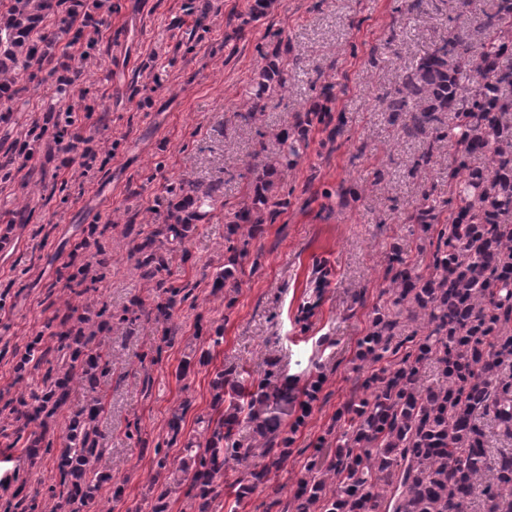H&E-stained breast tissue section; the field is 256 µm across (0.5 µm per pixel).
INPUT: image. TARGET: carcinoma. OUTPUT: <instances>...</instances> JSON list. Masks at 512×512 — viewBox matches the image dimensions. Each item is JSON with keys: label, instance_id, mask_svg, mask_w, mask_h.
<instances>
[{"label": "carcinoma", "instance_id": "1", "mask_svg": "<svg viewBox=\"0 0 512 512\" xmlns=\"http://www.w3.org/2000/svg\"><path fill=\"white\" fill-rule=\"evenodd\" d=\"M456 18L470 15L478 41L455 26L404 69L393 91L386 93L391 120H402L408 137L430 135L415 157L412 174L428 173L442 143H448V200L443 204L423 193L406 216L417 234L418 248L429 250L424 271L409 263L397 244L386 254L383 303L374 306L367 333L357 344L363 397L339 409L345 427L336 434L334 451L314 449L289 499V512H512V65L502 58L512 52V0H492V7L470 14L471 0H454ZM60 0H9L0 12V102L38 89L44 61L60 36L83 42L91 58L97 45L87 32L93 15L59 14L58 30L39 39L33 34ZM34 69L32 87L17 86L20 70ZM280 65L263 67L255 81L250 108L255 120L273 94L285 88ZM335 86L322 88L323 102L298 117L292 128L275 134L278 156L249 169L250 192L226 224L224 272L213 288L226 286L243 271L249 246L261 226L288 207L287 195L275 191L280 169L297 165L308 149L315 126L330 138L343 132V117L329 103ZM483 157L482 166L471 160ZM218 187L183 179L171 186L161 227L130 249L141 279L153 284L160 301H141L123 309L118 323L142 320L169 322L175 307L188 299L182 289L166 286L161 272L167 263L163 248H184L192 226L213 206ZM448 218L441 220L443 211ZM106 229L91 226L75 241L73 251L96 248L95 269L73 268L66 276L67 313L58 330L40 332L26 345L15 365V382L46 367L40 391L7 401L15 421L33 423L25 448L31 460L52 456L58 483L43 494L14 492L20 512H87L95 492L112 474L97 447L96 424L105 412L96 391L97 375L112 369V353L103 344H89V317L77 314L71 296L97 290L109 272ZM270 369L256 389L245 387L236 368L216 373L213 407L216 418H198L199 435L181 454L154 448L157 495L151 512H167L178 492L190 500L192 512H213L224 492V468L243 466L258 455L260 466L244 472L240 494L261 487L271 469L285 461L290 439L277 418L260 420L270 401L283 398ZM89 393L86 404L70 417L63 446L53 448L51 430L74 386ZM492 422L505 448H491L484 420ZM254 425L256 443L243 445L240 428Z\"/></svg>", "mask_w": 512, "mask_h": 512}]
</instances>
